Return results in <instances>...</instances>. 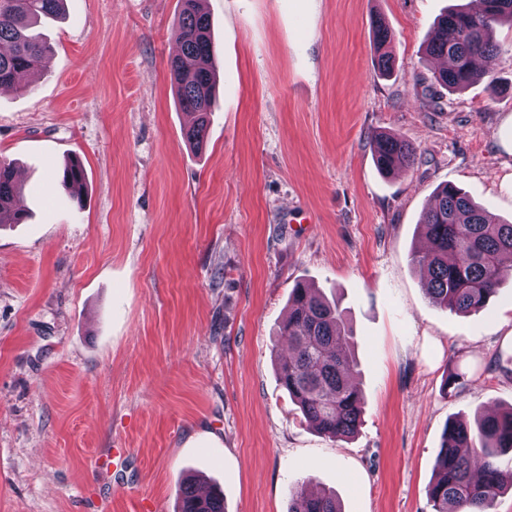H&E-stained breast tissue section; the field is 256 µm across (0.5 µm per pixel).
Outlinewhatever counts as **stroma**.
<instances>
[{"mask_svg": "<svg viewBox=\"0 0 512 512\" xmlns=\"http://www.w3.org/2000/svg\"><path fill=\"white\" fill-rule=\"evenodd\" d=\"M459 3L202 0L218 79L199 149L168 66L178 0H66L41 21L49 57L0 90L28 214L0 224V512H175L189 476L226 512H288L300 483L343 512H432L448 421L512 405L489 368L512 355V280L453 314L410 260L439 185L512 221V93L448 91L425 52ZM381 132L412 168L377 170ZM76 156L80 202L56 179ZM298 283L353 330V438L310 427L276 374ZM374 38L379 52L376 59L377 68L379 71L386 73L390 71L393 63L391 52L384 50L391 43V33L384 24L378 22L375 26Z\"/></svg>", "mask_w": 512, "mask_h": 512, "instance_id": "35a3bbf8", "label": "stroma"}]
</instances>
